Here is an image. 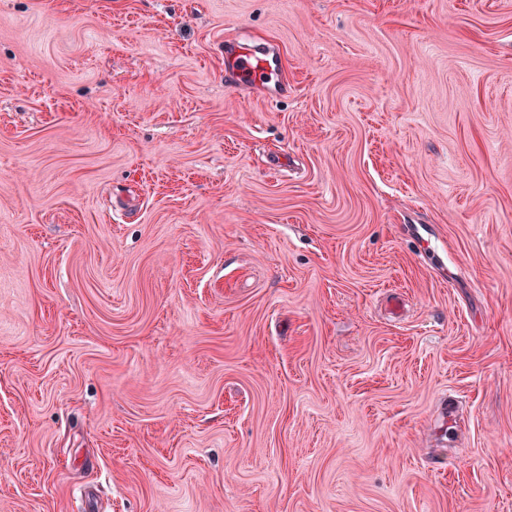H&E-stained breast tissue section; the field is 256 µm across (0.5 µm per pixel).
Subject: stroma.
<instances>
[{"mask_svg":"<svg viewBox=\"0 0 512 512\" xmlns=\"http://www.w3.org/2000/svg\"><path fill=\"white\" fill-rule=\"evenodd\" d=\"M0 512H512V0H0ZM280 46L271 41L244 43L238 37H224V82L245 99H254V89L265 100L288 97L293 87L282 69Z\"/></svg>","mask_w":512,"mask_h":512,"instance_id":"stroma-1","label":"stroma"}]
</instances>
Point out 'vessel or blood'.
<instances>
[{"label":"vessel or blood","instance_id":"1","mask_svg":"<svg viewBox=\"0 0 512 512\" xmlns=\"http://www.w3.org/2000/svg\"><path fill=\"white\" fill-rule=\"evenodd\" d=\"M224 81L241 92L260 91L270 101L287 97L293 90L282 69L277 43H245L231 35L224 38Z\"/></svg>","mask_w":512,"mask_h":512}]
</instances>
